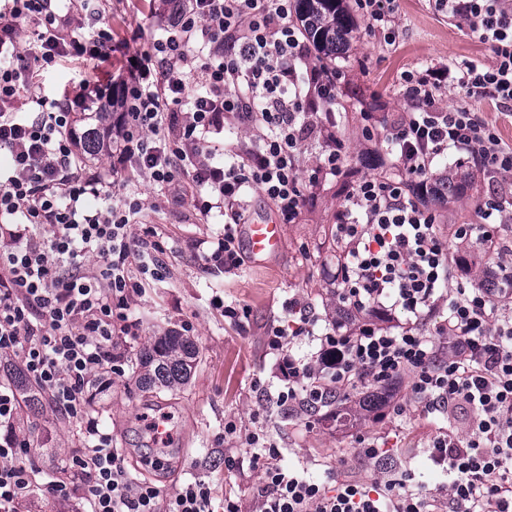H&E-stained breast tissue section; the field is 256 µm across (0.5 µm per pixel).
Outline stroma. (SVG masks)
<instances>
[{
	"label": "stroma",
	"instance_id": "obj_1",
	"mask_svg": "<svg viewBox=\"0 0 512 512\" xmlns=\"http://www.w3.org/2000/svg\"><path fill=\"white\" fill-rule=\"evenodd\" d=\"M103 8L116 37L129 36L134 29L147 39L160 32L158 16L133 7L130 0H103ZM398 23L400 39L392 47L370 33L363 19H356L357 30L347 54L335 60L345 75L341 102L347 114L339 128L348 145L344 167L340 175L323 179L313 189L300 223L284 225L282 251L265 267L247 261L230 272L204 268L201 256L222 237L223 216L216 212L209 220L201 219L189 181H182L174 194L148 177H138L134 189L141 192L146 208L133 231L138 234L151 227L163 269L155 278L138 265L130 266V277L144 286L130 309L139 331L127 339L129 361L124 376L113 377L111 389L97 395L94 403L101 427L128 453L132 478L153 475L136 461L140 448L162 445L170 460L161 481L165 490L195 477L212 484L217 496L231 494L249 506L261 486L245 444L250 435L280 448L283 467L324 483L338 475L367 476L375 471V464L358 453V439L364 436L397 441L399 449L388 461L387 471L413 472L419 483L431 488L446 485L447 476L431 466L427 448L431 437L447 428L448 419L440 412L427 411L424 400L413 396L406 383L379 388L382 407L388 412L383 419L360 409L362 392L358 389L312 410L283 406L277 401L278 393L288 387L280 369L283 354L268 346L270 329L288 323L289 299H299L314 330L313 335L293 339L295 356L317 352L316 336L330 322L323 303L337 261L327 252L325 236L336 222L346 192L375 173V166L365 161L367 154L388 150L385 140L363 138V113L396 116L410 111L397 82L402 71L455 58L486 64L493 59L488 45L464 25L434 11L428 0H400ZM121 64L118 54L104 63L64 64L44 73V93L58 99L82 83L105 84L117 76ZM228 306L247 309V317L237 321L225 317ZM186 322L192 324L191 336L199 347L197 367L188 385L173 395L151 397L140 392L135 379L141 346L149 337L180 329ZM397 404L404 405L403 415L390 414V407ZM164 410L173 415L174 435L161 443L147 424ZM21 424L34 447L31 460L45 469L67 467L73 450L82 443L76 423L50 408L36 418L22 416ZM228 457L235 458V469L225 468Z\"/></svg>",
	"mask_w": 512,
	"mask_h": 512
}]
</instances>
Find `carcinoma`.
<instances>
[{"instance_id": "obj_1", "label": "carcinoma", "mask_w": 512, "mask_h": 512, "mask_svg": "<svg viewBox=\"0 0 512 512\" xmlns=\"http://www.w3.org/2000/svg\"><path fill=\"white\" fill-rule=\"evenodd\" d=\"M296 19L301 23L306 35L321 54L323 60H333L346 52L353 38L354 19L348 0H295ZM79 120L85 122V136L81 141L82 155L104 156L112 150L110 113L82 112ZM471 176L448 178L437 177L438 191L433 199L438 202L457 200L464 195ZM473 270L474 283L492 288L489 280L480 276L481 255L473 253L465 259ZM199 357L197 343L176 330H168L161 336L151 337L139 351L140 374L137 387L149 394L162 392L175 393L190 380ZM22 396V403L34 416L46 409V403L40 399L27 378L18 369H10L6 375Z\"/></svg>"}]
</instances>
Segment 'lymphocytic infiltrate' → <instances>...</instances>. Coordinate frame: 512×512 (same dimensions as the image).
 Masks as SVG:
<instances>
[{"mask_svg": "<svg viewBox=\"0 0 512 512\" xmlns=\"http://www.w3.org/2000/svg\"><path fill=\"white\" fill-rule=\"evenodd\" d=\"M79 2L65 13L57 0H0V359L16 360L83 439L70 480L44 481L27 459L28 440L14 430L18 397L0 385V512H22L39 493L71 502L73 512H244L237 499L215 501L203 480L170 493L133 481L111 434L86 411L92 391L124 375L125 339L137 333L129 310L142 285L129 266L157 264L155 243L130 232L144 199L111 188L136 173L166 186L190 179L200 215H224V236L203 261L237 269L244 258L236 227L248 221V190L272 204L280 223L296 224L308 189L340 173L344 76L313 55L291 21L294 0H172L162 35L137 49L115 38L102 0ZM354 4L370 32L396 43L398 0ZM430 4L464 21L494 59L404 71L399 84L412 111L394 119L363 113V137L385 134L391 155L379 157L382 174L361 179L337 213L344 315L321 334L315 355L283 361L288 389L278 400L310 409L335 390L407 382L413 395L447 412L449 427L431 437L428 452L455 478L435 490L408 472L339 477L328 486L282 467L279 448L254 434L247 443L261 448L253 456L262 483L257 512H512V252L500 243L501 225L512 220L504 182L512 148L471 108L488 99L512 112V0ZM28 23L42 27L32 55L18 49ZM115 52L125 60L116 81L84 88L72 106L43 95L41 75L60 61ZM448 88L462 91L467 105L444 106ZM116 98L109 175H83L74 162L81 137L73 110L103 111ZM28 102L35 114L24 112ZM233 124L267 133L230 149V164L218 163L208 136ZM313 136L322 157L305 178L297 154ZM451 150L458 165H479L489 192L479 205L483 224H454L444 234L424 199L434 191L435 158ZM390 166L398 176L385 175ZM452 238L494 255L488 275L501 282L498 292L454 274ZM385 306L403 315L394 327L368 318ZM442 308L446 316L436 319Z\"/></svg>", "mask_w": 512, "mask_h": 512, "instance_id": "f902f5d3", "label": "lymphocytic infiltrate"}]
</instances>
